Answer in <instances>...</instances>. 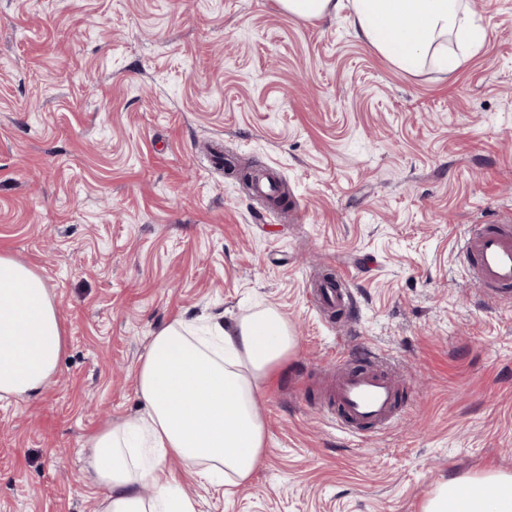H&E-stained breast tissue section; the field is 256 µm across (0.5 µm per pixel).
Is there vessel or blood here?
<instances>
[{
    "label": "vessel or blood",
    "instance_id": "b4317fda",
    "mask_svg": "<svg viewBox=\"0 0 512 512\" xmlns=\"http://www.w3.org/2000/svg\"><path fill=\"white\" fill-rule=\"evenodd\" d=\"M466 267L485 287L495 306H512V224L473 225L461 245ZM348 280L339 271L322 277L313 292L315 303L335 311L348 302ZM356 366H342L329 388L337 423L354 434L367 427H383L397 416L402 400L401 382L382 367L376 353L365 350Z\"/></svg>",
    "mask_w": 512,
    "mask_h": 512
}]
</instances>
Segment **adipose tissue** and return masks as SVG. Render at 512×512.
<instances>
[{
    "label": "adipose tissue",
    "instance_id": "1",
    "mask_svg": "<svg viewBox=\"0 0 512 512\" xmlns=\"http://www.w3.org/2000/svg\"><path fill=\"white\" fill-rule=\"evenodd\" d=\"M282 10L321 20L351 6L358 36L398 69L416 72L426 57L455 38L446 59L453 74L487 41L488 26L466 0H278ZM64 345L57 301L33 268L0 253V400L35 396L55 373ZM295 348L287 320L259 310L232 325L219 322L196 335L177 319L157 329L137 370L143 415L137 429L120 424L90 443L88 468L107 490L100 512H194L176 494V478L162 459H180L188 473L219 481L225 496L247 484L265 457L260 394ZM159 451L160 463L142 469L133 451L135 433ZM151 482L155 495L140 486ZM422 512H512V474L486 472L439 484Z\"/></svg>",
    "mask_w": 512,
    "mask_h": 512
}]
</instances>
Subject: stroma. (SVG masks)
I'll use <instances>...</instances> for the list:
<instances>
[{"label": "stroma", "instance_id": "stroma-1", "mask_svg": "<svg viewBox=\"0 0 512 512\" xmlns=\"http://www.w3.org/2000/svg\"><path fill=\"white\" fill-rule=\"evenodd\" d=\"M470 5L490 35L446 79L276 0H0V252L42 275L65 336L40 393L0 401V512H97L86 444L141 416L153 332L264 308L297 340L263 388L265 458L230 500L166 460L196 512H420L446 479L512 473V308L460 254L512 218V0ZM218 149L276 170L287 213ZM331 264L337 322L309 292ZM361 348L408 404L353 438L320 380Z\"/></svg>", "mask_w": 512, "mask_h": 512}]
</instances>
